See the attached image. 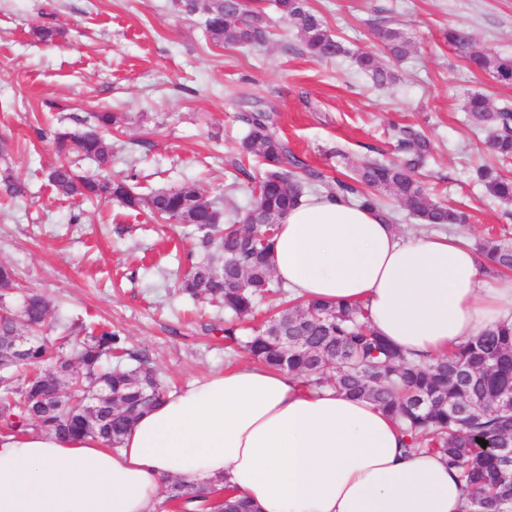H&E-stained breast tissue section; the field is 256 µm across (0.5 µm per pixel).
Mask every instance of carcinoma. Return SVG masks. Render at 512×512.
I'll return each instance as SVG.
<instances>
[{
    "label": "carcinoma",
    "instance_id": "carcinoma-1",
    "mask_svg": "<svg viewBox=\"0 0 512 512\" xmlns=\"http://www.w3.org/2000/svg\"><path fill=\"white\" fill-rule=\"evenodd\" d=\"M281 15L298 30L305 51L320 60L347 53L330 35L324 20L309 0H274ZM183 10L203 12L204 33L215 42L239 47H261L269 36L268 17L260 9L237 0H182ZM378 38L387 53L406 57L412 41L400 29L383 27ZM448 45L470 67L492 73L500 83L512 84V57L479 48L471 31L450 27L443 33ZM358 68L374 84L395 82V75L374 53L356 56ZM469 120L489 130L496 158L512 160V108H493L482 94L470 95L465 104ZM81 132H54L57 150L72 151L101 167L112 162V130L119 129L117 113L94 112ZM244 125L237 155L256 157L266 170L254 184L256 195L244 209L224 212L200 188L186 182L143 197L126 179H87L73 165L59 163L49 181L60 192L82 198L105 197L129 209L144 208L153 219H174L193 228L196 244L205 252L223 250V275H212L213 259L192 264L181 284L184 295L224 307V341L244 347L264 366L286 370L311 388L329 387L350 397L377 403L395 421L404 452H431L441 456L464 483L468 512H512V409L499 405L500 394L512 391V326L498 325L470 338L447 356L434 361L407 358L375 331L361 303L333 305L321 301L290 300L249 336H239L241 322L254 317L259 302L274 285L271 253L278 223L300 204L304 189L325 181L316 170L288 149L276 129L273 113L251 110L237 116ZM398 158L383 163L364 160L353 174L335 178L331 196L353 200L362 207L392 215L385 192L424 224L442 227L463 224L465 213L434 201L415 177L433 153L432 141L417 128H393ZM474 179L490 196L512 201V179L485 163L474 169ZM479 251L492 271L512 270V242L489 239ZM49 305L36 293L27 294L12 308L0 307V339L21 340L24 356L0 348V432L38 429L58 435H92L112 449L140 413L166 397L162 378L145 366L137 351L125 348L124 339L102 327L84 336H59L51 342L46 332ZM298 337L285 345L280 334ZM54 361L52 369L39 366ZM488 441L483 447L478 439ZM212 486L183 481L170 483L166 502L180 512H214Z\"/></svg>",
    "mask_w": 512,
    "mask_h": 512
}]
</instances>
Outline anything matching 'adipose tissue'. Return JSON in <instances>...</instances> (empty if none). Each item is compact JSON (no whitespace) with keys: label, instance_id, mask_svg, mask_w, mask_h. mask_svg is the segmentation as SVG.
Wrapping results in <instances>:
<instances>
[{"label":"adipose tissue","instance_id":"ef3b65f1","mask_svg":"<svg viewBox=\"0 0 512 512\" xmlns=\"http://www.w3.org/2000/svg\"><path fill=\"white\" fill-rule=\"evenodd\" d=\"M271 263L294 297L364 304L409 357L512 325V276L484 280L467 241L405 240L377 210L325 194L281 221ZM168 477L229 488L253 512H465L456 473L405 454L375 403L262 365L168 394L116 450L93 436L0 434V512H157Z\"/></svg>","mask_w":512,"mask_h":512}]
</instances>
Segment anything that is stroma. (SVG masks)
I'll return each instance as SVG.
<instances>
[{
  "label": "stroma",
  "instance_id": "35a3bbf8",
  "mask_svg": "<svg viewBox=\"0 0 512 512\" xmlns=\"http://www.w3.org/2000/svg\"><path fill=\"white\" fill-rule=\"evenodd\" d=\"M328 32L348 48L332 61L310 57L296 28L266 5L270 37L257 49L217 44L178 0H0V264L23 291L49 303L53 335L83 318L113 327L142 352L169 391L249 364L224 342L223 310L178 293L194 241L188 225L159 223L107 200L58 191L48 174L60 156L54 130L82 131L90 112H117L112 173L149 196L184 182L211 199L247 206L252 179L232 165L243 130L237 113L274 111L279 132L309 167L333 177L393 152L391 127H420L436 150L424 173L437 198L468 214L447 234L478 244L512 239V204L470 179L489 158L487 131L464 110L474 93L492 105L512 86L470 69L443 40L450 25L470 28L491 52L512 55V0H310ZM413 43L392 61L394 85L378 88L352 54H383L382 22ZM58 29L44 43L36 27ZM46 138H37L36 129ZM22 196H10L8 182Z\"/></svg>",
  "mask_w": 512,
  "mask_h": 512
}]
</instances>
